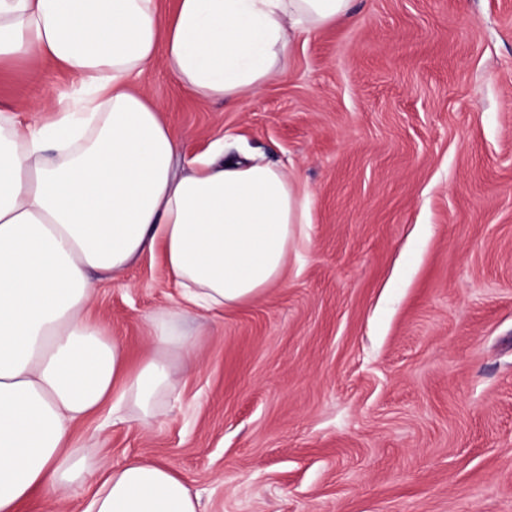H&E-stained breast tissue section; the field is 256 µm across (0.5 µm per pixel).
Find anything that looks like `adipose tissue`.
Wrapping results in <instances>:
<instances>
[{"label": "adipose tissue", "mask_w": 512, "mask_h": 512, "mask_svg": "<svg viewBox=\"0 0 512 512\" xmlns=\"http://www.w3.org/2000/svg\"><path fill=\"white\" fill-rule=\"evenodd\" d=\"M353 0H0V63L52 62L69 93L29 102L49 124L0 110V512H20L92 472L73 426L111 403L150 424L194 340L188 308L252 302L283 280L306 192L288 170L223 153L185 159L162 107L136 86L164 64L182 88L232 105L276 74L297 35ZM162 247L184 306L150 319L137 366L86 312L99 281ZM87 512H201L169 465L102 471Z\"/></svg>", "instance_id": "ef3b65f1"}]
</instances>
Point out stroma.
I'll list each match as a JSON object with an SVG mask.
<instances>
[{"label": "stroma", "instance_id": "stroma-1", "mask_svg": "<svg viewBox=\"0 0 512 512\" xmlns=\"http://www.w3.org/2000/svg\"><path fill=\"white\" fill-rule=\"evenodd\" d=\"M74 83L14 61L0 107ZM140 84L186 156L286 167L310 222L282 285L183 319L150 428L104 409L72 446L170 465L201 512H512V0H355L236 106ZM178 299L157 249L89 315L136 360Z\"/></svg>", "mask_w": 512, "mask_h": 512}]
</instances>
